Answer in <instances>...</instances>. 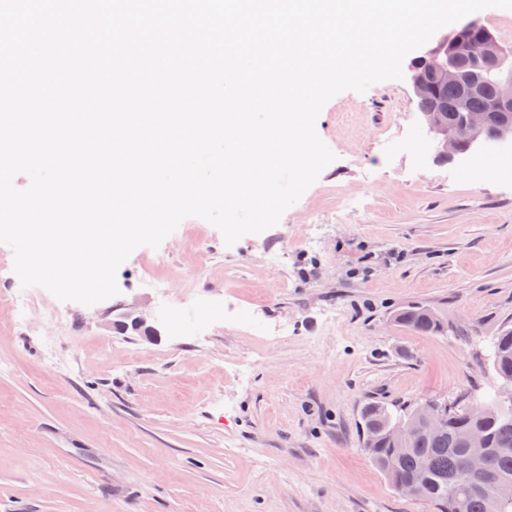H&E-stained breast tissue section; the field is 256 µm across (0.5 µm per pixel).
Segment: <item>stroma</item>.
Returning a JSON list of instances; mask_svg holds the SVG:
<instances>
[{"mask_svg": "<svg viewBox=\"0 0 512 512\" xmlns=\"http://www.w3.org/2000/svg\"><path fill=\"white\" fill-rule=\"evenodd\" d=\"M315 129L335 159L275 226L229 246L185 218L94 305L22 287L0 243V512H431L362 452L361 412L498 387L512 176L435 162L405 78ZM135 301L156 340L106 330ZM408 305L447 333L398 325Z\"/></svg>", "mask_w": 512, "mask_h": 512, "instance_id": "1", "label": "stroma"}]
</instances>
